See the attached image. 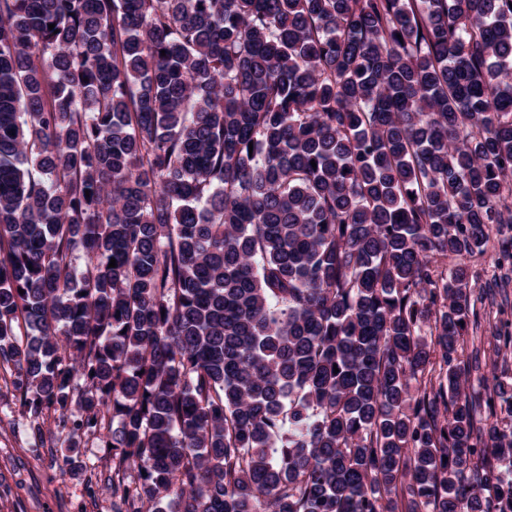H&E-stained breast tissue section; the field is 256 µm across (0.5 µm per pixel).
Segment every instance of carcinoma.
<instances>
[{"label": "carcinoma", "mask_w": 512, "mask_h": 512, "mask_svg": "<svg viewBox=\"0 0 512 512\" xmlns=\"http://www.w3.org/2000/svg\"><path fill=\"white\" fill-rule=\"evenodd\" d=\"M496 224L512 0H0V369L112 512H512ZM511 237L512 224H504L499 233L496 232V226H494L487 253L482 258L469 263L470 288H473L471 302H474L482 322V331L478 333V336H482V345L487 356L490 354L491 358L496 360L498 374L505 372L509 377L507 378L509 382H512V346L509 348L502 347L495 353L490 333L495 323L499 325V318L504 319L507 316L497 315V306L492 305L491 300L486 298L485 295H481L479 288H488V286L496 283L495 290L502 294L505 293L510 303L512 302V272L502 270L496 262L499 243L501 240L511 239Z\"/></svg>", "instance_id": "cac0c4a2"}]
</instances>
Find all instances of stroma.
<instances>
[{
	"label": "stroma",
	"instance_id": "1",
	"mask_svg": "<svg viewBox=\"0 0 512 512\" xmlns=\"http://www.w3.org/2000/svg\"><path fill=\"white\" fill-rule=\"evenodd\" d=\"M512 237V224L491 235L487 253L469 265L471 300L481 318L482 345L493 351L498 371L512 378V347L494 349L491 326L498 323L495 305L482 288L496 286L512 300V272L497 262L501 240ZM0 369V512H112V461L97 438H83L74 469H67V451L56 439L58 416L45 418L41 435L26 428L9 382Z\"/></svg>",
	"mask_w": 512,
	"mask_h": 512
}]
</instances>
